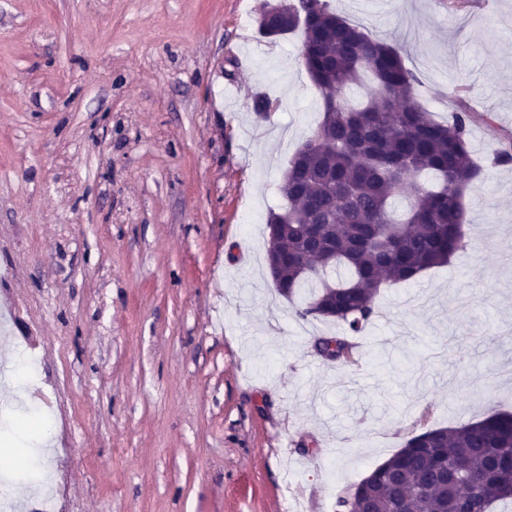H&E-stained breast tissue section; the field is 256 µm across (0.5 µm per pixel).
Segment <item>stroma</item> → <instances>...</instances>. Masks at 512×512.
Here are the masks:
<instances>
[{
    "label": "stroma",
    "mask_w": 512,
    "mask_h": 512,
    "mask_svg": "<svg viewBox=\"0 0 512 512\" xmlns=\"http://www.w3.org/2000/svg\"><path fill=\"white\" fill-rule=\"evenodd\" d=\"M265 0H0V486L15 512H336L409 433L512 412V0H332L399 48L436 120L462 91L482 181L465 249L382 288L349 337L265 269L269 211L319 120ZM267 117L253 111L256 97ZM347 336V335H346ZM44 406L52 443L25 405Z\"/></svg>",
    "instance_id": "stroma-1"
}]
</instances>
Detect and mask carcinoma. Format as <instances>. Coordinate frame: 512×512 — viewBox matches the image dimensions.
Wrapping results in <instances>:
<instances>
[{
    "label": "carcinoma",
    "mask_w": 512,
    "mask_h": 512,
    "mask_svg": "<svg viewBox=\"0 0 512 512\" xmlns=\"http://www.w3.org/2000/svg\"><path fill=\"white\" fill-rule=\"evenodd\" d=\"M282 34L301 31L304 67L324 97L321 119L296 151L279 191L286 207L269 212L280 225V251H267L277 292L315 290L296 315L332 319L357 336L371 324L373 303L387 284L414 280L464 249L465 190L484 173L469 148L471 112L449 99L451 120L436 121L415 99L418 75L398 48L370 37L329 0H292L277 18ZM366 90L356 106L337 102L346 88ZM423 174L434 178L427 187ZM346 276L327 280L328 271ZM336 361L353 346L339 337ZM468 465L480 482L466 512H491L512 497V413L409 435L355 485L366 512H449L453 476Z\"/></svg>",
    "instance_id": "cac0c4a2"
}]
</instances>
